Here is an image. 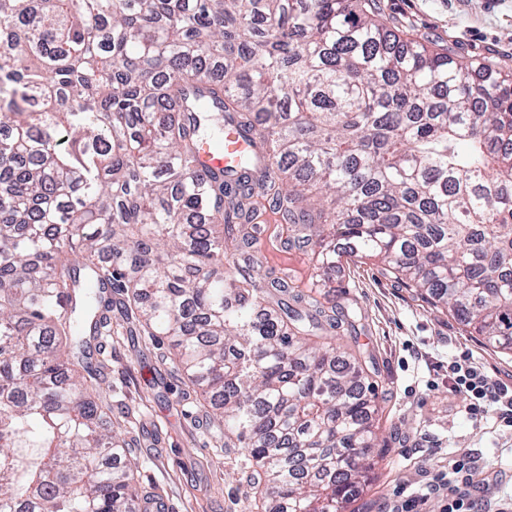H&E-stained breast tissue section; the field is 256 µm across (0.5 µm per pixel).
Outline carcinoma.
I'll use <instances>...</instances> for the list:
<instances>
[{
  "instance_id": "cac0c4a2",
  "label": "carcinoma",
  "mask_w": 512,
  "mask_h": 512,
  "mask_svg": "<svg viewBox=\"0 0 512 512\" xmlns=\"http://www.w3.org/2000/svg\"><path fill=\"white\" fill-rule=\"evenodd\" d=\"M226 126L251 150L197 170ZM271 220L310 289L251 261ZM327 236L511 353L512 74L374 0H0V512H133L86 362L114 292L269 512H342L376 407Z\"/></svg>"
}]
</instances>
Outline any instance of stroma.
Returning a JSON list of instances; mask_svg holds the SVG:
<instances>
[{
    "label": "stroma",
    "mask_w": 512,
    "mask_h": 512,
    "mask_svg": "<svg viewBox=\"0 0 512 512\" xmlns=\"http://www.w3.org/2000/svg\"><path fill=\"white\" fill-rule=\"evenodd\" d=\"M388 26L426 36L463 61L512 70V0H380ZM276 224L266 226V244L255 261L280 271L301 287L316 275L306 254L272 246ZM325 305L353 303L366 329L340 336L337 346H360L380 410L374 417L376 461L353 512H383L386 504L426 495L424 512H440L427 492L433 471L427 460L469 452L480 469L500 482L482 484L477 495L497 500L512 494V437L494 419L467 416L461 398L448 389V363L467 351L503 379L512 378V354L487 347L470 328L436 310L414 289L372 261L342 256L336 287ZM112 332L99 336L92 357L101 390L112 404V425L125 454L138 463L140 492L158 488L164 512H240L253 499L240 478V451L224 445V429L208 414L198 390L177 371L169 344L145 335L125 317L123 297L112 296Z\"/></svg>",
    "instance_id": "stroma-1"
}]
</instances>
